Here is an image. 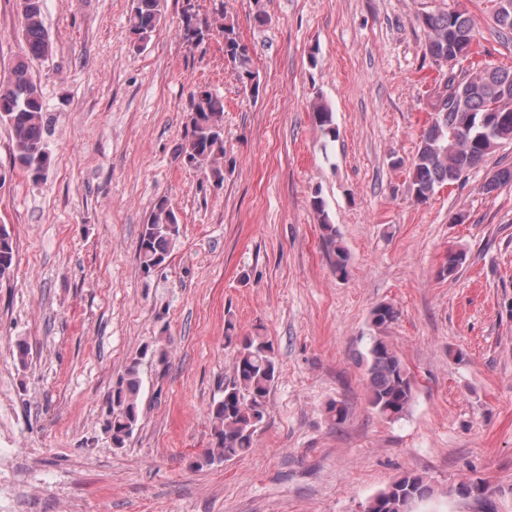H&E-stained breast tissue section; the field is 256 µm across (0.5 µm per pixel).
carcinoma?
I'll return each mask as SVG.
<instances>
[{
    "mask_svg": "<svg viewBox=\"0 0 512 512\" xmlns=\"http://www.w3.org/2000/svg\"><path fill=\"white\" fill-rule=\"evenodd\" d=\"M23 8V55L8 74L0 77V122L12 135L13 165L35 180L42 178L52 155L44 152L50 133L47 108L42 91L32 78L27 58L44 57L51 40L43 24V0H16ZM164 0H131L128 36L139 49L147 47L163 19ZM494 34L504 41L512 39V0H496L493 13ZM420 24L426 33L423 57L438 67L441 79L431 116L416 153L409 160L410 192L424 204L435 189L452 184L480 167L502 144L512 143V69L491 63L476 67L448 65V60L472 55L475 39L473 20L460 10L426 13ZM224 57L237 70L242 87L255 93L259 80L253 68L249 48L244 44L232 19L222 16ZM186 134L178 147V156L189 167L202 170L216 186L224 183V101L209 89L197 87L190 96ZM316 125L328 136H336L333 112L324 104L312 108ZM512 183V165L493 172L483 190L492 193ZM311 207L321 218L322 239L337 276L348 274L350 256L337 240L338 231L328 220L326 205L318 195ZM180 235L178 216L165 199L158 200L142 225L137 253L144 273L163 266L170 258ZM16 244L7 225L0 224V280L14 271ZM397 318V310L388 304L375 307L371 324L377 335L371 337L366 353L358 356L365 367L364 384L369 406L386 419L397 421L414 401V387L408 369L384 330ZM225 344L234 349L232 375L224 381L221 398L208 411L210 447L196 465L210 466L231 461L251 452L255 433L268 414L269 399L278 374L273 343L264 335L235 334L228 324ZM159 364L167 362V347L162 340L145 346L126 366L105 401L104 430L112 447L124 448L142 417L143 359ZM490 496L495 491L480 480H469L451 490L464 498L477 489ZM432 486L420 475L406 472L363 504V512H412L415 504L430 499Z\"/></svg>",
    "mask_w": 512,
    "mask_h": 512,
    "instance_id": "1",
    "label": "carcinoma"
}]
</instances>
